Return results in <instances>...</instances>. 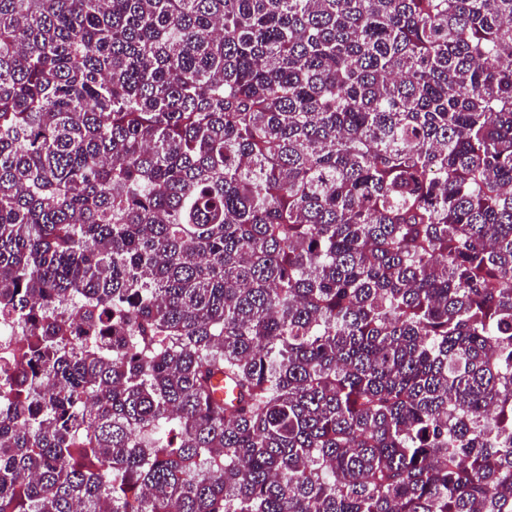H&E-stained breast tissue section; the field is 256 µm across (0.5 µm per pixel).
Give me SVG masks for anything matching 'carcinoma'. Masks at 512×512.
<instances>
[{"instance_id":"cac0c4a2","label":"carcinoma","mask_w":512,"mask_h":512,"mask_svg":"<svg viewBox=\"0 0 512 512\" xmlns=\"http://www.w3.org/2000/svg\"><path fill=\"white\" fill-rule=\"evenodd\" d=\"M1 314L0 512H512V0H0Z\"/></svg>"}]
</instances>
